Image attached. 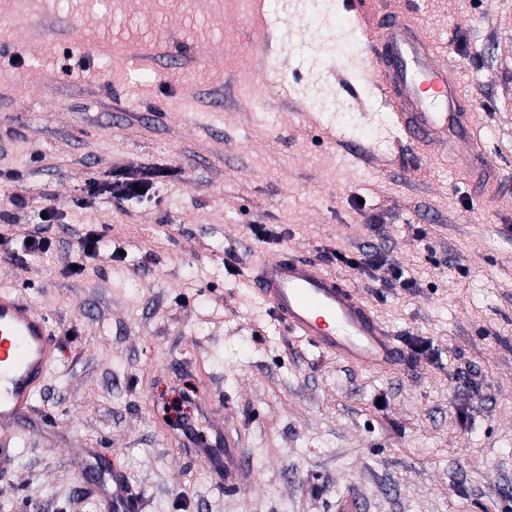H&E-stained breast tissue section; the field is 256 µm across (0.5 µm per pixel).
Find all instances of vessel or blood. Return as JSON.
Returning <instances> with one entry per match:
<instances>
[{
	"label": "vessel or blood",
	"mask_w": 512,
	"mask_h": 512,
	"mask_svg": "<svg viewBox=\"0 0 512 512\" xmlns=\"http://www.w3.org/2000/svg\"><path fill=\"white\" fill-rule=\"evenodd\" d=\"M364 72L389 109L407 143L450 156L462 169L479 202L496 192L497 166L464 102L451 61L405 14L382 13L361 51ZM242 277L292 335L320 352L374 371L394 369L405 352L395 332L377 317L372 302L312 258L286 251L244 260ZM57 356L49 319L11 290L0 291V468L9 469L15 440L35 409ZM199 419L184 426L179 442L199 449V459L225 487L244 480L249 463L243 434L221 399L207 398ZM104 512H141L142 499L120 463L101 480Z\"/></svg>",
	"instance_id": "vessel-or-blood-1"
}]
</instances>
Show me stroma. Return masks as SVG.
<instances>
[{
	"instance_id": "obj_1",
	"label": "stroma",
	"mask_w": 512,
	"mask_h": 512,
	"mask_svg": "<svg viewBox=\"0 0 512 512\" xmlns=\"http://www.w3.org/2000/svg\"><path fill=\"white\" fill-rule=\"evenodd\" d=\"M87 3L0 0V176L29 188L27 209H0V233L38 223L45 194L58 206L49 252L22 262L0 245V288L48 312L57 343L39 429L0 471V502L71 512L79 494L83 512H103L98 474L68 461L82 445L121 450L142 512H336L346 498L362 512H512V0H361L356 13L329 0L316 60L303 0H288L269 77L236 51L264 23L241 0H108L96 16ZM376 3L412 11L477 107L503 174L489 216L447 158L396 139L357 66L333 73L365 43ZM157 40L170 52L152 69L114 64ZM316 85L336 111L316 110ZM123 168L167 175L145 199L84 200L86 181ZM255 224L281 239L259 241ZM91 225L122 257L64 275ZM285 247L367 295L406 366L321 353L224 266ZM333 250L373 254L403 278L371 280L328 261ZM175 386L188 411L212 390L234 416L250 464L240 487L165 444Z\"/></svg>"
}]
</instances>
